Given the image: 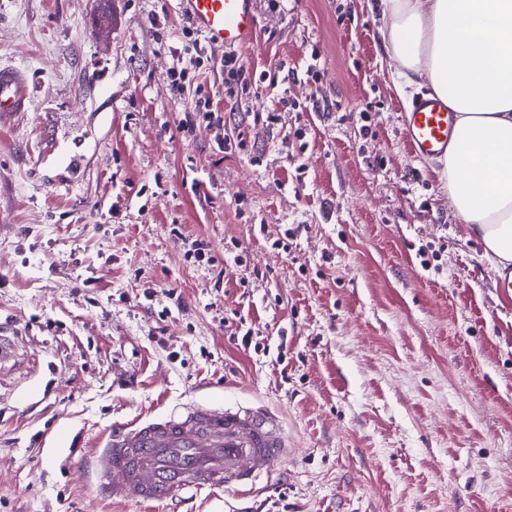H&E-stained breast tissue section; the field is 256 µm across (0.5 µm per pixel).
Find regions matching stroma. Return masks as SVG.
I'll use <instances>...</instances> for the list:
<instances>
[{"mask_svg": "<svg viewBox=\"0 0 512 512\" xmlns=\"http://www.w3.org/2000/svg\"><path fill=\"white\" fill-rule=\"evenodd\" d=\"M372 2L257 0L246 77L287 100L225 98L215 46L224 123L187 133L176 0H0L32 86L0 130V512H512V291L407 147ZM191 400L265 405L296 451L251 495L97 494L105 429Z\"/></svg>", "mask_w": 512, "mask_h": 512, "instance_id": "35a3bbf8", "label": "stroma"}]
</instances>
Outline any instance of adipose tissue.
Segmentation results:
<instances>
[{
  "mask_svg": "<svg viewBox=\"0 0 512 512\" xmlns=\"http://www.w3.org/2000/svg\"><path fill=\"white\" fill-rule=\"evenodd\" d=\"M403 84L446 100L456 136L440 160L458 219L495 269L512 264V0H381Z\"/></svg>",
  "mask_w": 512,
  "mask_h": 512,
  "instance_id": "adipose-tissue-1",
  "label": "adipose tissue"
}]
</instances>
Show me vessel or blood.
<instances>
[{
	"label": "vessel or blood",
	"instance_id": "1",
	"mask_svg": "<svg viewBox=\"0 0 512 512\" xmlns=\"http://www.w3.org/2000/svg\"><path fill=\"white\" fill-rule=\"evenodd\" d=\"M256 0H177L178 11L210 44L254 45ZM30 86L21 70L0 67V127L26 112ZM411 151L437 157L456 134V114L439 98H422L405 114ZM281 418L261 406L215 409L197 402L103 434L85 470L112 500L172 505L192 492L251 491L290 456Z\"/></svg>",
	"mask_w": 512,
	"mask_h": 512
}]
</instances>
